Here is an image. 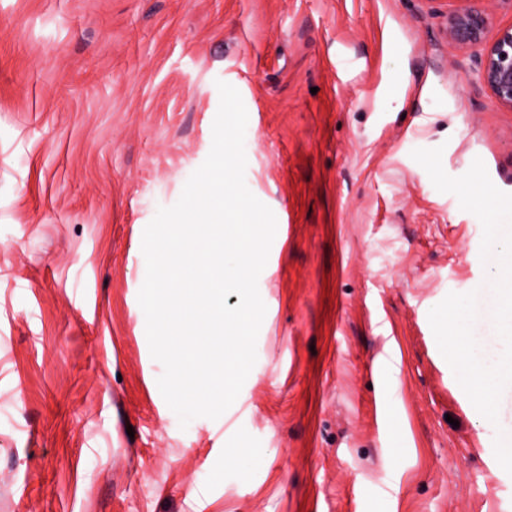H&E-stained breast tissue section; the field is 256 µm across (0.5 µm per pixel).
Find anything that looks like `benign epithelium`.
<instances>
[{
  "instance_id": "obj_1",
  "label": "benign epithelium",
  "mask_w": 512,
  "mask_h": 512,
  "mask_svg": "<svg viewBox=\"0 0 512 512\" xmlns=\"http://www.w3.org/2000/svg\"><path fill=\"white\" fill-rule=\"evenodd\" d=\"M448 12L444 32L460 50H482L479 59L481 82L491 91L495 104L512 110V25L494 27L493 16L499 7L512 0H483L477 8L473 0H456Z\"/></svg>"
}]
</instances>
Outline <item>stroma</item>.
I'll list each match as a JSON object with an SVG mask.
<instances>
[{"label":"stroma","instance_id":"1","mask_svg":"<svg viewBox=\"0 0 512 512\" xmlns=\"http://www.w3.org/2000/svg\"><path fill=\"white\" fill-rule=\"evenodd\" d=\"M452 7L0 0V512H512V386L484 421L428 319L478 291L480 355L502 353L481 223L411 156L482 159L512 193V111L445 36ZM220 80L277 230L256 363L184 428L141 244L211 150Z\"/></svg>","mask_w":512,"mask_h":512}]
</instances>
